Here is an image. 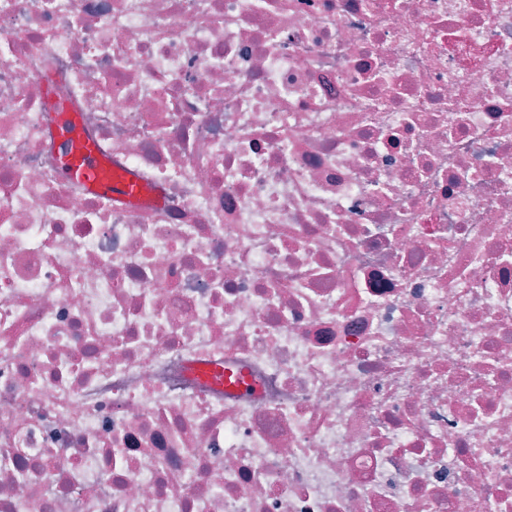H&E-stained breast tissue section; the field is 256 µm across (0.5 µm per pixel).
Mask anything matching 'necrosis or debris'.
I'll list each match as a JSON object with an SVG mask.
<instances>
[{
	"label": "necrosis or debris",
	"instance_id": "obj_1",
	"mask_svg": "<svg viewBox=\"0 0 512 512\" xmlns=\"http://www.w3.org/2000/svg\"><path fill=\"white\" fill-rule=\"evenodd\" d=\"M0 512H512V0H0ZM61 138L64 143L61 163L69 177L105 198L125 203L141 200L142 193L137 182L130 177H112L89 146H73L74 136L66 125L61 128Z\"/></svg>",
	"mask_w": 512,
	"mask_h": 512
}]
</instances>
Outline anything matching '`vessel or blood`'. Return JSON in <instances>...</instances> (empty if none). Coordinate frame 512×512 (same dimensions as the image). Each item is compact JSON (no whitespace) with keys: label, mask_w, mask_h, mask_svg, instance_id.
<instances>
[{"label":"vessel or blood","mask_w":512,"mask_h":512,"mask_svg":"<svg viewBox=\"0 0 512 512\" xmlns=\"http://www.w3.org/2000/svg\"><path fill=\"white\" fill-rule=\"evenodd\" d=\"M64 150L61 163L67 175L86 185L92 192L125 203L140 201L142 193L135 180L118 178L107 173L93 150L87 146H74V136L69 127H62Z\"/></svg>","instance_id":"obj_1"}]
</instances>
